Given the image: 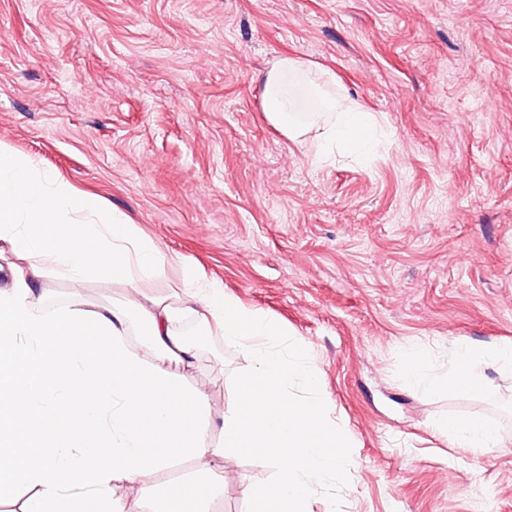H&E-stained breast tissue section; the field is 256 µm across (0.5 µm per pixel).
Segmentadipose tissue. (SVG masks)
Returning a JSON list of instances; mask_svg holds the SVG:
<instances>
[{
    "mask_svg": "<svg viewBox=\"0 0 512 512\" xmlns=\"http://www.w3.org/2000/svg\"><path fill=\"white\" fill-rule=\"evenodd\" d=\"M302 66L284 56L265 77V112L294 136L302 129L280 88ZM328 108L336 119L322 132L327 146L356 149L372 140V113L333 102ZM0 244L16 258L5 274L9 287L0 289V489L25 491L20 512H124L117 481H143L177 459L221 457L246 446L270 449L277 467L276 483L259 496L263 512H308L310 477L337 471L347 442L318 392L304 343L285 339L277 323L220 286L202 285L196 272L177 300L142 294V280L165 274L160 247L99 199L76 194L33 159L2 148ZM46 258L77 287L112 274L129 291L127 306L90 310L77 295L65 311H44L33 284ZM131 306L148 338L142 351L126 340ZM188 316L252 358L216 443L206 390L186 386L163 366L192 365L194 347L179 331ZM407 357V384L429 394L479 392L485 367L512 368L511 346L457 344L444 376L425 372V347L410 346ZM298 385L303 395L294 394ZM437 427L475 451L503 443L498 427L481 416L445 418ZM149 446L156 456L145 457ZM223 485V473L208 467L186 479L183 512H206L208 497Z\"/></svg>",
    "mask_w": 512,
    "mask_h": 512,
    "instance_id": "adipose-tissue-1",
    "label": "adipose tissue"
}]
</instances>
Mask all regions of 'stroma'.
<instances>
[{
  "label": "stroma",
  "mask_w": 512,
  "mask_h": 512,
  "mask_svg": "<svg viewBox=\"0 0 512 512\" xmlns=\"http://www.w3.org/2000/svg\"><path fill=\"white\" fill-rule=\"evenodd\" d=\"M283 56L335 75L308 81L315 103L376 115L365 152L267 119ZM0 144L161 247L142 293L199 271L306 344L349 444L311 512H512V446L435 428L475 414L512 438V370L473 395L405 381L409 346L439 375L458 342L512 344V0H0ZM195 347L182 379L217 418L252 361L213 333ZM210 465L209 512H252L276 477L256 451ZM198 467L128 484L125 512Z\"/></svg>",
  "instance_id": "obj_1"
}]
</instances>
